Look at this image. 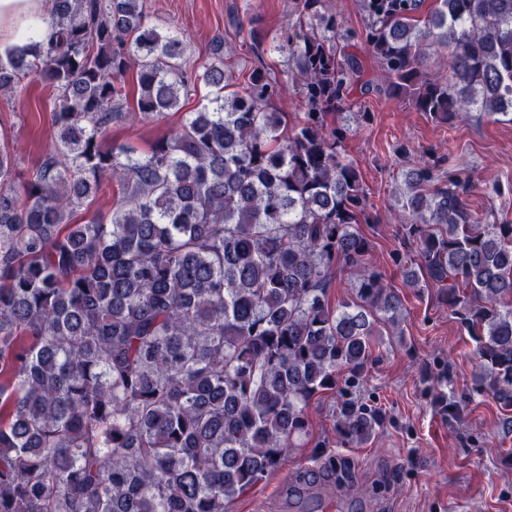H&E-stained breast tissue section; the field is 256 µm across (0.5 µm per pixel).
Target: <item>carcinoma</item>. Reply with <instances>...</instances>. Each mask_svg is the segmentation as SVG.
Here are the masks:
<instances>
[{
    "label": "carcinoma",
    "instance_id": "obj_1",
    "mask_svg": "<svg viewBox=\"0 0 512 512\" xmlns=\"http://www.w3.org/2000/svg\"><path fill=\"white\" fill-rule=\"evenodd\" d=\"M362 0L380 82L337 54L348 34L327 0H296L282 38L253 44L243 91L224 43L198 67L209 88L169 137L141 153L109 141L136 112L158 120L189 82L179 34L141 0H53L44 42L0 53V91L39 78L56 91L57 146L21 171L0 149V512H224L282 465L308 431L311 399L366 377L373 338L402 322L397 291L369 263L371 220L344 141L348 93L395 97L441 123L512 122V0ZM448 50L450 77L428 60ZM288 53L307 111L263 61ZM109 215L72 223L107 178ZM472 177L416 162L397 203L404 244L474 343L472 391L512 412V224L468 208ZM356 300L331 305L340 277ZM348 377H340V372ZM381 423L355 401L342 440Z\"/></svg>",
    "mask_w": 512,
    "mask_h": 512
}]
</instances>
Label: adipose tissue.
<instances>
[{"label":"adipose tissue","mask_w":512,"mask_h":512,"mask_svg":"<svg viewBox=\"0 0 512 512\" xmlns=\"http://www.w3.org/2000/svg\"><path fill=\"white\" fill-rule=\"evenodd\" d=\"M52 0H0V51L43 40L50 33Z\"/></svg>","instance_id":"obj_1"}]
</instances>
